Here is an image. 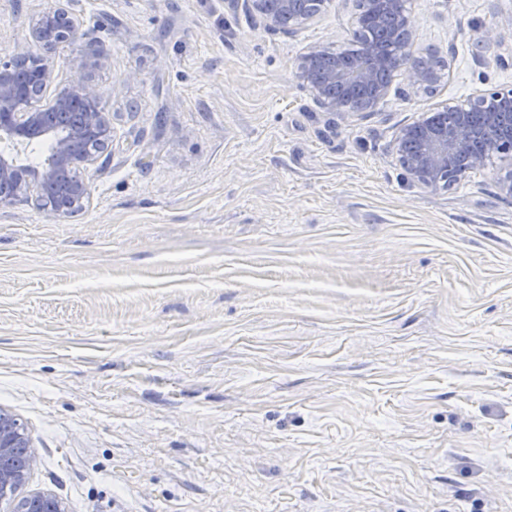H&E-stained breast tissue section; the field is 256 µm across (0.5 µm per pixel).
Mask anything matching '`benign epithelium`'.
I'll return each mask as SVG.
<instances>
[{"instance_id": "benign-epithelium-1", "label": "benign epithelium", "mask_w": 512, "mask_h": 512, "mask_svg": "<svg viewBox=\"0 0 512 512\" xmlns=\"http://www.w3.org/2000/svg\"><path fill=\"white\" fill-rule=\"evenodd\" d=\"M245 2L265 29L290 33L328 8L325 0ZM362 3L364 12L371 16L395 15L401 46L389 56H379L366 46L352 68L342 65L335 49L310 47L298 61L297 77L327 112L360 111L356 98L347 91L349 85H370L374 87L375 98L380 99L386 95L391 78L399 72L409 74L414 91L433 86L444 77L443 69L409 55L414 26L403 10L402 0H362ZM73 26L75 21L61 4L40 16L32 39L39 43H65ZM53 80L49 60L34 53L28 45L17 47L10 59L0 60V139L7 136L27 140L51 134L40 95ZM504 97L509 99L512 93L499 90L477 93L448 106L456 113V122L451 127L441 124L435 112H427L405 126L397 140L396 153L410 178L426 188H450L470 173L483 169L487 157L511 154L512 146L504 143L497 132L506 113L488 109L490 102ZM79 102L89 104V108L79 120L67 122L63 135L54 136L52 157L44 170L23 177L17 164L0 157V204L26 196L33 188L44 192L61 171L72 174L69 196L73 204L83 207L89 202V186L75 173L93 165L97 156L88 151L77 152L73 144L83 137L87 128L97 130L99 137L108 140L111 128L103 112L99 89L87 81L61 89L51 107L59 115L68 116ZM37 462L24 427L0 408V492L21 491L7 512H67L65 503L51 492H24Z\"/></svg>"}]
</instances>
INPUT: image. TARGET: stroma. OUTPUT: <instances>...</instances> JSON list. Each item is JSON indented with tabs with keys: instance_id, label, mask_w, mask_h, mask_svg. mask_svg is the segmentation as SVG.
<instances>
[{
	"instance_id": "stroma-1",
	"label": "stroma",
	"mask_w": 512,
	"mask_h": 512,
	"mask_svg": "<svg viewBox=\"0 0 512 512\" xmlns=\"http://www.w3.org/2000/svg\"><path fill=\"white\" fill-rule=\"evenodd\" d=\"M66 5L62 87L111 127L75 217L0 204V408L69 512H512V157L410 182L406 125L512 90V0H408L443 81L328 112L244 0H0V59ZM501 37L487 40L488 29Z\"/></svg>"
}]
</instances>
